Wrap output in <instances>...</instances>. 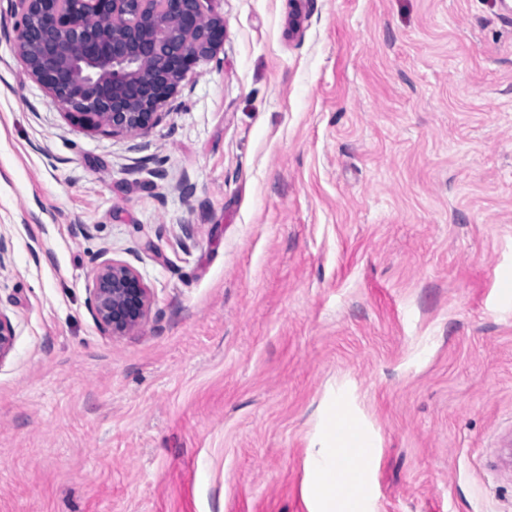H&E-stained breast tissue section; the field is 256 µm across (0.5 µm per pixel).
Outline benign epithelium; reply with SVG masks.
I'll use <instances>...</instances> for the list:
<instances>
[{
  "instance_id": "benign-epithelium-1",
  "label": "benign epithelium",
  "mask_w": 512,
  "mask_h": 512,
  "mask_svg": "<svg viewBox=\"0 0 512 512\" xmlns=\"http://www.w3.org/2000/svg\"><path fill=\"white\" fill-rule=\"evenodd\" d=\"M16 51L29 77L78 125L112 134L152 128L186 75L224 43L206 0H18ZM149 288L128 262L98 263L88 309L102 333L144 322ZM0 311V360L13 345Z\"/></svg>"
}]
</instances>
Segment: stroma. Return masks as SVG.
Instances as JSON below:
<instances>
[{
    "label": "stroma",
    "instance_id": "35a3bbf8",
    "mask_svg": "<svg viewBox=\"0 0 512 512\" xmlns=\"http://www.w3.org/2000/svg\"><path fill=\"white\" fill-rule=\"evenodd\" d=\"M149 131L74 124L0 0V512H318L346 402L372 512H512V0H209ZM139 329L86 307L101 254ZM87 304L102 333L124 336L144 322L149 288L130 263L107 258L96 267Z\"/></svg>",
    "mask_w": 512,
    "mask_h": 512
}]
</instances>
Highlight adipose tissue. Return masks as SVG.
Listing matches in <instances>:
<instances>
[{"label":"adipose tissue","instance_id":"ef3b65f1","mask_svg":"<svg viewBox=\"0 0 512 512\" xmlns=\"http://www.w3.org/2000/svg\"><path fill=\"white\" fill-rule=\"evenodd\" d=\"M372 445L370 433L353 413L344 412L338 424L324 421L319 451L313 459V468L319 474L314 491L320 512H369L365 483L359 475L366 470ZM333 472L340 476V484L330 480Z\"/></svg>","mask_w":512,"mask_h":512}]
</instances>
